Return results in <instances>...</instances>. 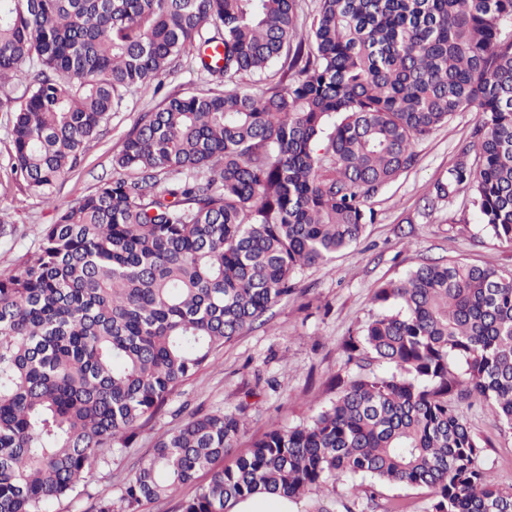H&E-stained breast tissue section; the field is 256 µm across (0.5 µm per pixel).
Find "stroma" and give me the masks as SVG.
Masks as SVG:
<instances>
[{
	"label": "stroma",
	"mask_w": 512,
	"mask_h": 512,
	"mask_svg": "<svg viewBox=\"0 0 512 512\" xmlns=\"http://www.w3.org/2000/svg\"><path fill=\"white\" fill-rule=\"evenodd\" d=\"M217 88L216 82L198 73L190 50L176 71L163 76L159 93L126 91L121 109L112 113L82 164L58 187L52 207L23 192L12 174L11 115L0 110V207L15 228L13 234L0 237V270L17 267L37 248L44 227L54 220L55 207L74 205L94 190L102 175L111 173L112 158L141 113L156 110L171 93ZM477 125L476 113L458 112L419 142L416 165L372 199L376 221L367 225L359 242L330 264L298 273L293 294L272 308L268 324L244 331L217 351L125 448L106 454L88 495L54 502L51 512H90L94 498L100 496L111 498L114 512H123L125 482L149 457L158 438L178 428L189 413L241 415L242 450L271 428L290 429L308 422L335 399L336 378L355 376L342 346L379 314L372 301L375 289L402 279L419 264L455 259L512 269V246L484 231L466 190L445 199L433 196L434 183L447 181L453 157ZM457 409L473 433L488 442L480 465L501 484H512V430H499L477 401L458 402ZM377 505L394 512H430L431 497L424 487L375 485L361 477L337 481L333 512H372Z\"/></svg>",
	"instance_id": "obj_1"
}]
</instances>
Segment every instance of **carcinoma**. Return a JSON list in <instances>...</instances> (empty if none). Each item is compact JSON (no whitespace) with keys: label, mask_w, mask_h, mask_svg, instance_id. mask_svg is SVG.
Wrapping results in <instances>:
<instances>
[{"label":"carcinoma","mask_w":512,"mask_h":512,"mask_svg":"<svg viewBox=\"0 0 512 512\" xmlns=\"http://www.w3.org/2000/svg\"><path fill=\"white\" fill-rule=\"evenodd\" d=\"M0 0V107L24 190L47 205L122 103L199 42L224 91L170 95L0 271V512H49L169 397L375 221L371 199L416 144L479 116L436 196L463 188L512 244V0ZM288 68L256 93L245 74ZM26 68L23 93L6 86ZM383 312L344 344L362 373L331 405L226 465L241 418L195 412L124 485L126 512H228L255 494H335L341 477L425 487L431 512H512L455 402L512 429V271L429 261L374 292ZM384 362L395 372L369 367ZM209 480L197 483L199 474Z\"/></svg>","instance_id":"1"}]
</instances>
